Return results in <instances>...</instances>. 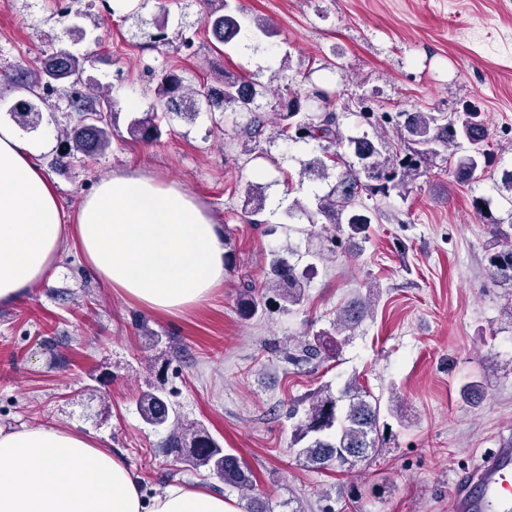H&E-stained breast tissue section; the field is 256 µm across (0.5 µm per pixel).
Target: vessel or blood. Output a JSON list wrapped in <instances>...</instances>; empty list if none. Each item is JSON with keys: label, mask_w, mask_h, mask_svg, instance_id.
<instances>
[{"label": "vessel or blood", "mask_w": 512, "mask_h": 512, "mask_svg": "<svg viewBox=\"0 0 512 512\" xmlns=\"http://www.w3.org/2000/svg\"><path fill=\"white\" fill-rule=\"evenodd\" d=\"M451 512H512V437L486 449L457 480Z\"/></svg>", "instance_id": "b4317fda"}]
</instances>
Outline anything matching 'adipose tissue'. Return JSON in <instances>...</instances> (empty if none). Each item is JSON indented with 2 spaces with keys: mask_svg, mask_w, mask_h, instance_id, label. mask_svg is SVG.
Wrapping results in <instances>:
<instances>
[{
  "mask_svg": "<svg viewBox=\"0 0 512 512\" xmlns=\"http://www.w3.org/2000/svg\"><path fill=\"white\" fill-rule=\"evenodd\" d=\"M50 141L0 122V305L21 301L74 242L98 279L152 312L179 315L224 284V230L181 185L137 173L99 180L75 214L40 161ZM0 512H241L223 495L170 485L144 498L127 463L90 436L0 428Z\"/></svg>",
  "mask_w": 512,
  "mask_h": 512,
  "instance_id": "adipose-tissue-1",
  "label": "adipose tissue"
}]
</instances>
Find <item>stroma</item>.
<instances>
[{
    "label": "stroma",
    "mask_w": 512,
    "mask_h": 512,
    "mask_svg": "<svg viewBox=\"0 0 512 512\" xmlns=\"http://www.w3.org/2000/svg\"><path fill=\"white\" fill-rule=\"evenodd\" d=\"M71 2L0 0V119L16 101V70L40 67L61 47L91 56L84 82L109 86L117 102L112 146L94 158L43 155L66 208L76 211L113 172L174 181L222 225L234 261L208 302L168 316L120 298L66 244L26 297L0 306V427L88 434L127 462L149 497L190 483L268 512H450L462 472L512 437V284L493 282L492 227L472 206L485 198L512 223L501 181L512 171V0H236L275 34L247 25L228 46L205 26L202 0H125L114 12L81 0L70 15ZM161 32L168 44L156 43ZM164 70L198 89L243 75L270 117L282 98L305 97L311 115L335 112L347 136L366 131L364 106L447 113L472 103L489 121L493 163L468 186L435 167L393 190L351 251L346 232L285 213L327 189L301 175L321 155L318 143H243L248 115L232 111L193 121L170 113L158 139H131L128 126L151 109ZM322 87L337 100L314 98ZM253 184L270 214L258 226L244 212ZM274 252L308 272L306 298L241 318L239 292L247 281L262 285ZM359 299L373 312L337 354L289 362L299 341L331 332L337 309ZM352 379L381 396L388 442L351 471L311 468L296 455L289 410ZM471 382L480 403L460 394ZM150 387L242 459L255 479L249 495L165 452L166 430L138 412Z\"/></svg>",
    "instance_id": "obj_1"
}]
</instances>
